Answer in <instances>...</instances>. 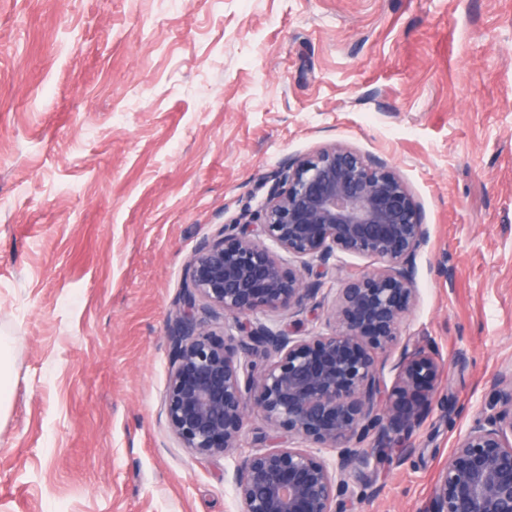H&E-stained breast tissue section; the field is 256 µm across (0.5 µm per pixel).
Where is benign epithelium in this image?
<instances>
[{
  "label": "benign epithelium",
  "instance_id": "1",
  "mask_svg": "<svg viewBox=\"0 0 512 512\" xmlns=\"http://www.w3.org/2000/svg\"><path fill=\"white\" fill-rule=\"evenodd\" d=\"M429 239L399 175L334 144L288 159L256 213L196 244L171 317L163 412L193 455L234 458L240 512H351L348 478L370 484L391 442L423 420L445 364L405 349L389 386L379 355L414 306L413 261ZM345 255L379 267L335 289L320 268ZM323 291L334 294L325 329L297 334L274 319L302 324ZM491 386L427 512H512V373ZM255 409L270 446L246 452Z\"/></svg>",
  "mask_w": 512,
  "mask_h": 512
}]
</instances>
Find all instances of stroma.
<instances>
[{
  "label": "stroma",
  "instance_id": "1",
  "mask_svg": "<svg viewBox=\"0 0 512 512\" xmlns=\"http://www.w3.org/2000/svg\"><path fill=\"white\" fill-rule=\"evenodd\" d=\"M383 159L430 229L397 347L449 362L353 512H424L512 368V0H0V512H239L162 414L199 240L285 159ZM8 349V341L0 338V418L7 414L10 403V396L13 390L11 376L8 375L2 367V360L6 356Z\"/></svg>",
  "mask_w": 512,
  "mask_h": 512
}]
</instances>
